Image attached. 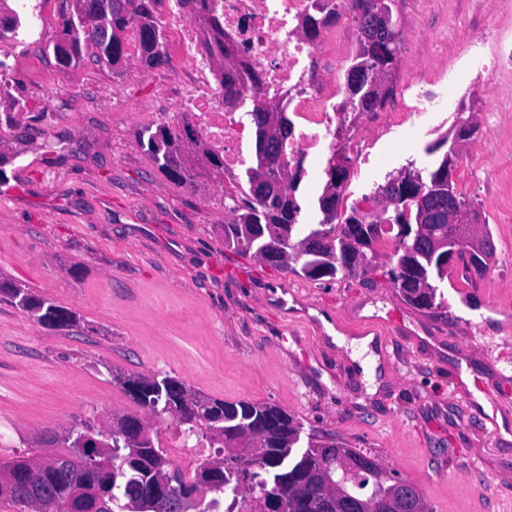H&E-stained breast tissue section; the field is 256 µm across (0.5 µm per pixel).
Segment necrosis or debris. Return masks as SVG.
I'll use <instances>...</instances> for the list:
<instances>
[{"mask_svg": "<svg viewBox=\"0 0 512 512\" xmlns=\"http://www.w3.org/2000/svg\"><path fill=\"white\" fill-rule=\"evenodd\" d=\"M312 2L207 0L208 14L221 22L238 60L260 76L259 85L240 90L238 107L230 111L202 48L204 18L190 14L180 0H165L157 19L167 34L164 49L186 64L174 107L223 156L225 171H240L250 163L244 109L254 101L291 114L295 128L283 145V156L290 169H301L308 177L315 176L319 159L339 151L371 168L369 150L380 138L395 127L420 129L430 112L443 107V100L426 97L406 112L345 111L346 89L330 77L326 62L337 42L356 30L354 0H320L324 22L318 36L310 39L302 34L300 20ZM158 437L183 480L193 482L203 458L212 453L211 445L187 443L172 422L161 427Z\"/></svg>", "mask_w": 512, "mask_h": 512, "instance_id": "4bbe7bcc", "label": "necrosis or debris"}]
</instances>
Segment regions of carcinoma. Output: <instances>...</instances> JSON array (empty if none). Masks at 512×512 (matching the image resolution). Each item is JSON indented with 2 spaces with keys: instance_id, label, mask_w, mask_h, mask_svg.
<instances>
[{
  "instance_id": "cac0c4a2",
  "label": "carcinoma",
  "mask_w": 512,
  "mask_h": 512,
  "mask_svg": "<svg viewBox=\"0 0 512 512\" xmlns=\"http://www.w3.org/2000/svg\"><path fill=\"white\" fill-rule=\"evenodd\" d=\"M69 8L59 12V38L52 44L56 64L76 66L87 53L93 61L112 69L131 58L126 33L136 30L135 48L140 61L149 67L168 62L162 51V34L155 24L157 5L161 0H63ZM211 39L205 41L206 51L216 57H225L224 29L214 17L206 18ZM364 47L373 76H381L394 62L396 47L388 34L359 21ZM215 75L226 91L225 104L237 105L239 85L257 83L252 70L239 67L235 61L217 63ZM368 83L347 84V100L352 112H368L375 103L367 99ZM274 114L281 134L270 138L276 151L293 132L288 113L257 103L249 112L255 135V158L245 171V180L236 184V193L229 195L233 215L223 225L224 246L242 252H252L264 261L291 267L283 250L290 245L323 233L331 236L327 247L302 259L296 274L319 280L334 278L343 265L367 272L375 266L379 249L384 242H392L388 258L403 261L402 272L390 268L385 271L402 299L420 310H436L445 303L443 285L448 278V265L439 260L447 252L430 249H412L418 225L414 216H406L405 203L383 210L382 217L371 224L356 220L361 204L347 206L344 199L345 182L349 179L339 165L328 164V180L318 198L321 213H329L336 223L302 224V211L297 195L299 175L289 176L283 182L282 171L276 163H260L263 138L259 128L266 124V115ZM140 145L158 172L182 185H193L192 171L202 166L211 177H224V158L199 137L195 129L185 123L178 128L166 124L140 128L136 132ZM264 169V181L255 186V176ZM420 185L429 186L434 180L448 174V157L431 170H414ZM427 288H416L419 283ZM0 294L28 313L43 326L71 328L81 318L71 309L47 298L32 294L23 285L0 282ZM130 398L154 418L172 416L183 431L195 437L206 429L209 441L218 445L216 457L203 463L197 481L173 484L176 512H212L222 505L224 492L251 495L259 512H276L274 504L281 499L290 502L292 512H345L350 497L366 503L384 497L395 499L400 512H428L424 500L412 504L398 497L396 479L383 465L373 466L370 473L359 478H345L337 462L357 460L368 456L378 460L373 452L348 448L336 438L314 428L304 430L296 417L273 403L248 401L227 402L201 396L187 384L168 374L152 377L128 375L121 379ZM47 444L57 446V452L69 456L68 464L58 468L46 458L32 455L17 456L0 462V501L15 512H36L35 503L66 502L79 491L94 486L103 491L98 512H155L153 496L159 480L169 471L171 462L159 447L157 435L151 434L147 421L137 413L112 418L106 427L86 423L72 427L62 436H51ZM97 462L94 471L84 466L85 457ZM33 461L28 487L22 491L8 471L22 461ZM223 465L221 487L211 491L212 497L201 492L207 473Z\"/></svg>"
}]
</instances>
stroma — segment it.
<instances>
[{
	"label": "stroma",
	"mask_w": 512,
	"mask_h": 512,
	"mask_svg": "<svg viewBox=\"0 0 512 512\" xmlns=\"http://www.w3.org/2000/svg\"><path fill=\"white\" fill-rule=\"evenodd\" d=\"M61 0H45L41 41L19 49L13 126L0 155L14 174L0 195V280L71 308L79 327L50 329L0 301V461L48 453L46 438L83 422L137 412L120 379L158 372L229 402H270L305 427L375 453L423 493L430 512H512V441L462 379L497 377L512 397V70L469 61L512 43V0H394L396 63L388 104L446 96L423 134L396 131L375 148L381 174L423 167L428 145L464 123L453 179L488 224L495 253L483 278L449 270L445 306L418 310L388 281L379 255L367 275L312 281L224 246V186L180 187L159 173L135 132L180 125L179 64L129 60L114 71L85 59L62 69L47 47ZM496 114L483 128L485 110ZM85 267L81 279L68 268ZM386 332L384 370L370 388L328 328ZM496 392V393H499ZM496 393L486 392V399Z\"/></svg>",
	"instance_id": "1"
}]
</instances>
